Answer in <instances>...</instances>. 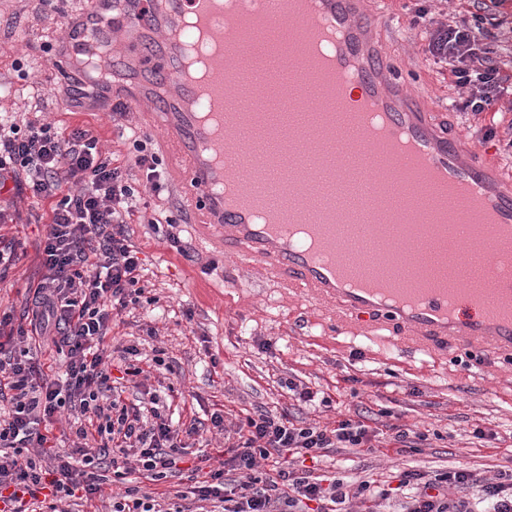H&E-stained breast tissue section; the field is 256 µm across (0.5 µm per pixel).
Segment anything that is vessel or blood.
Instances as JSON below:
<instances>
[{
  "label": "vessel or blood",
  "mask_w": 512,
  "mask_h": 512,
  "mask_svg": "<svg viewBox=\"0 0 512 512\" xmlns=\"http://www.w3.org/2000/svg\"><path fill=\"white\" fill-rule=\"evenodd\" d=\"M324 12L341 32L334 68L337 95L350 110L377 113L391 133L410 142L429 176L449 186L475 188L473 222L512 225V184L502 181L484 155H461L455 136L438 120L425 100L391 74L372 33L374 11L361 0H321ZM203 0H84L66 19L53 62L63 66L74 88L72 104L82 108L88 87L116 95L135 107L147 130H160L164 154L175 160L184 210L200 237L217 240L225 256L264 267L286 288L322 305L331 322L367 325L411 341L417 349L456 346L472 354L491 348L512 359V311L491 317L481 307L476 289H459L456 306L448 304L447 288L414 304L401 291L382 296L368 288L341 283L335 266L326 265L299 248L280 249L274 225L255 224L244 207L224 203L216 189L224 172L213 160L223 150L224 132L201 124L188 108L198 87L181 69L180 50L171 33L187 9ZM113 49L106 81L89 84L72 67L73 59L91 53L95 44Z\"/></svg>",
  "instance_id": "obj_1"
}]
</instances>
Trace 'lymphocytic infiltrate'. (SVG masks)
Instances as JSON below:
<instances>
[{
	"label": "lymphocytic infiltrate",
	"instance_id": "obj_1",
	"mask_svg": "<svg viewBox=\"0 0 512 512\" xmlns=\"http://www.w3.org/2000/svg\"><path fill=\"white\" fill-rule=\"evenodd\" d=\"M470 18L448 22L415 9L425 25V51L448 67L451 111L471 117L482 141L500 127L512 131V27L488 22L484 0H470ZM139 181L101 148L88 126L69 130L34 116L0 115V223L11 219L17 197L49 203L42 266L32 289L28 326L0 316V512H64L63 501L92 499L101 490L99 470L112 465L111 512H512V468L478 481L464 468L403 472L395 481H344L317 474L330 449L382 447L404 453L427 433L396 429L382 436L364 420L344 418L329 427L293 422L260 411L236 423L213 412V430L224 436V458L195 466L190 486L166 490L182 471L196 425L160 411L156 394L124 393L144 375L137 345L122 347V377L111 376L107 338L112 320L145 292L144 263L129 244L130 223L146 193L167 191V180L150 138H127ZM63 354L62 372L48 374L29 343ZM79 413L71 453H54L53 424L62 413ZM154 485L142 491L139 479ZM462 489L459 497L449 488Z\"/></svg>",
	"mask_w": 512,
	"mask_h": 512
}]
</instances>
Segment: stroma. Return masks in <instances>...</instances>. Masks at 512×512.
Listing matches in <instances>:
<instances>
[{"mask_svg": "<svg viewBox=\"0 0 512 512\" xmlns=\"http://www.w3.org/2000/svg\"><path fill=\"white\" fill-rule=\"evenodd\" d=\"M408 0H376L379 38L387 56L432 111L446 114L458 139L483 154L496 149L481 141L472 121L448 109V82L424 51L412 27ZM80 0H60L58 13L45 16L32 0H0V112L30 111L25 81L43 89L42 111L58 127L92 126L108 152L123 156L122 122L109 112H71L56 89L63 83L40 52L59 39L67 16ZM23 60L29 73L14 69ZM142 223L127 225L129 240L145 261L150 283L144 301L113 329L116 341L140 344L144 354L161 349L171 370L152 372L146 385L161 405L183 422H206L221 409L240 417L258 410L287 412L294 420L331 423L339 416L377 412L380 430L398 425L435 432L416 453L369 454L341 448L319 465L322 472L343 471L348 478L389 479L402 471L433 472L462 466L488 479L512 466V367L496 356L474 358L454 348L420 353L397 337L377 335L356 325L326 327L322 312L282 288L258 268L211 251L189 224L180 204L178 181L150 200ZM17 223L0 226V246L18 244L20 261L0 280V311L15 319L27 314L28 289L41 276L40 253L46 207L18 204ZM178 236L172 248L170 236ZM155 337H147V328ZM319 390L331 407L312 409L284 387L286 379ZM496 432L481 443L475 428Z\"/></svg>", "mask_w": 512, "mask_h": 512, "instance_id": "35a3bbf8", "label": "stroma"}]
</instances>
